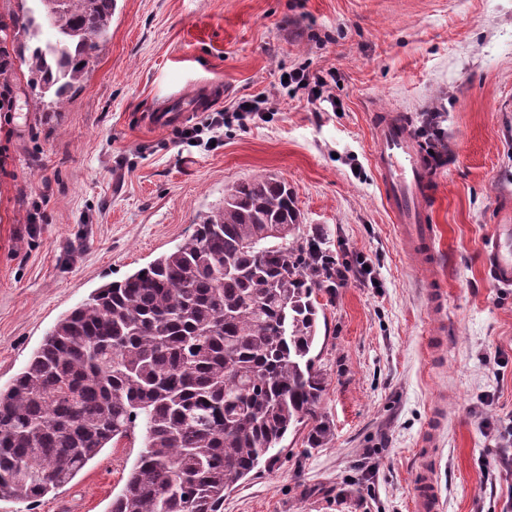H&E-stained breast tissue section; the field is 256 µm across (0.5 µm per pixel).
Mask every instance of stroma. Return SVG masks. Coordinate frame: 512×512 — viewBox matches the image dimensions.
Listing matches in <instances>:
<instances>
[{
	"instance_id": "1",
	"label": "stroma",
	"mask_w": 512,
	"mask_h": 512,
	"mask_svg": "<svg viewBox=\"0 0 512 512\" xmlns=\"http://www.w3.org/2000/svg\"><path fill=\"white\" fill-rule=\"evenodd\" d=\"M299 67L326 76L320 100L281 87ZM205 82L223 86L220 110L259 93L274 110L224 126L214 147L143 123L153 100ZM26 90L18 77L0 110L1 388L96 288L172 250L236 183L274 175L304 224L373 280L319 295L331 443L288 434L224 512H416L426 464L444 512H512V288L484 263L495 225L512 220V0H117L63 109L27 110ZM384 108L446 159L431 269L381 196L372 116ZM139 452L103 449L56 494L0 512H109Z\"/></svg>"
}]
</instances>
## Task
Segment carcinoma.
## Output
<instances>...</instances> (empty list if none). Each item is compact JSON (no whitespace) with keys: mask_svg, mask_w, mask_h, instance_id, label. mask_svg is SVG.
<instances>
[{"mask_svg":"<svg viewBox=\"0 0 512 512\" xmlns=\"http://www.w3.org/2000/svg\"><path fill=\"white\" fill-rule=\"evenodd\" d=\"M115 5L21 0L0 85L24 66L36 106L60 111ZM334 282L336 257L288 184L237 183L189 238L60 318L0 388V500H40L109 444L139 437L110 512H224L225 492L272 462L289 430L326 447L314 348L318 295Z\"/></svg>","mask_w":512,"mask_h":512,"instance_id":"cac0c4a2","label":"carcinoma"}]
</instances>
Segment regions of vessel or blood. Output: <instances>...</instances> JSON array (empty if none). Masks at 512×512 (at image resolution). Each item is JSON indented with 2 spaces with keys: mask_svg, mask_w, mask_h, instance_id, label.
Returning a JSON list of instances; mask_svg holds the SVG:
<instances>
[{
  "mask_svg": "<svg viewBox=\"0 0 512 512\" xmlns=\"http://www.w3.org/2000/svg\"><path fill=\"white\" fill-rule=\"evenodd\" d=\"M151 122L171 127L188 120L174 99L151 106ZM372 161L377 170L382 197L398 224L402 238L421 251L427 265H434V227L431 208L435 180L442 157L430 153L409 132L400 113L384 111L374 128ZM485 265L494 284L512 287V224H501L484 253ZM417 512H438L439 485L433 468H425L415 478Z\"/></svg>",
  "mask_w": 512,
  "mask_h": 512,
  "instance_id": "vessel-or-blood-1",
  "label": "vessel or blood"
}]
</instances>
